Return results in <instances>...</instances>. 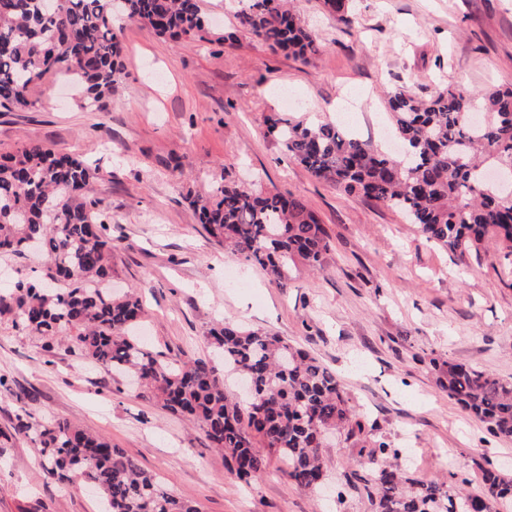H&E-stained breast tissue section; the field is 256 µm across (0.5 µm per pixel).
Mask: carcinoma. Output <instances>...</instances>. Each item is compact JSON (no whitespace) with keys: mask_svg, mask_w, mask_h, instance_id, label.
Returning <instances> with one entry per match:
<instances>
[{"mask_svg":"<svg viewBox=\"0 0 512 512\" xmlns=\"http://www.w3.org/2000/svg\"><path fill=\"white\" fill-rule=\"evenodd\" d=\"M348 21L349 0H323ZM161 37L191 41L208 25L197 0H0V107L26 109L47 77L68 78L87 109H101L123 78L115 18ZM239 24L272 48L305 62L316 39L287 0H248ZM395 154L332 122L270 120L269 133L288 157L337 192L359 194L405 214L427 241L457 257L479 248L489 232L512 256V179L487 180L486 167H512V88L479 94L449 88L422 97L407 87L387 93ZM99 167L35 144L0 156V257L20 258L39 246L47 262L0 295L12 327L43 341L65 338L70 349L107 371L134 374L161 406L196 422L210 447L246 483L277 454L297 485L318 489L325 478L323 441L357 438L367 455L360 480L373 512H512V481L481 469V492L455 473L421 481L401 470L399 450L375 432L336 374L281 336L223 321L209 331V356L164 359L129 334L143 309L133 293L112 289L111 217L94 196ZM200 224L235 257L272 279H288L299 259L317 270L329 250L325 228L307 204L278 191L253 193L226 183L211 196L188 194ZM247 386L241 399L224 380ZM448 397L501 438H512V381L473 365L448 362ZM33 433L46 473L63 482L78 474L102 498L104 512H200L165 488L112 443L66 420L33 423L16 415L14 433Z\"/></svg>","mask_w":512,"mask_h":512,"instance_id":"carcinoma-1","label":"carcinoma"}]
</instances>
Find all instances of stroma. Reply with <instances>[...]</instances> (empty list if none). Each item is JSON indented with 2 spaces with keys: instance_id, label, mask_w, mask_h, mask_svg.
Listing matches in <instances>:
<instances>
[{
  "instance_id": "stroma-1",
  "label": "stroma",
  "mask_w": 512,
  "mask_h": 512,
  "mask_svg": "<svg viewBox=\"0 0 512 512\" xmlns=\"http://www.w3.org/2000/svg\"><path fill=\"white\" fill-rule=\"evenodd\" d=\"M246 3L199 0L208 32L191 43L124 25L116 99L90 112L46 78L32 108H0V155L41 144L99 165L113 281L139 293V330L154 351L181 362L207 355L206 336L223 318L283 336L336 372L378 435L409 458L413 477L475 480L485 465L512 477V438L488 433L438 384L451 360L512 379V259L501 242L487 236L458 259L394 209L317 180L267 133L271 117L338 120L355 94L354 132L379 143L391 126L389 90L511 86L512 0H351L347 26L321 0H293L319 37L305 63L240 26ZM227 178L301 197L329 237L322 269L296 263L279 284L225 254L184 196L210 194ZM0 377V431L12 433L24 410L67 420L106 437L201 512H371L362 485L345 480L366 462L352 443L328 448L323 490L288 480L275 456L243 485L186 417L64 348L47 354L3 316ZM34 503L40 512H99L80 477L51 479L33 438L14 435L0 455V512Z\"/></svg>"
}]
</instances>
